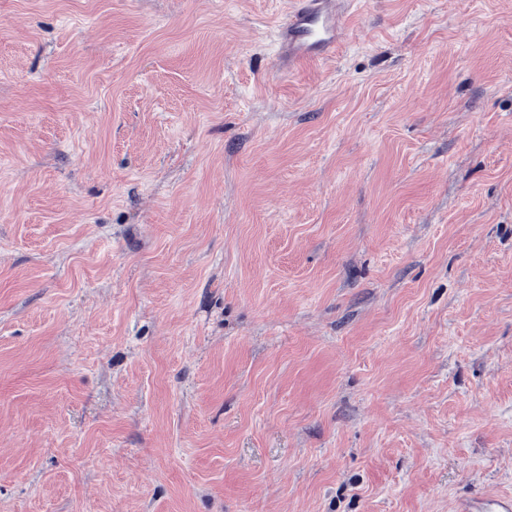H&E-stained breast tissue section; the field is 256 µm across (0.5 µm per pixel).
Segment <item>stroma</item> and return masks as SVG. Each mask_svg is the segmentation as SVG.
<instances>
[{"label":"stroma","mask_w":512,"mask_h":512,"mask_svg":"<svg viewBox=\"0 0 512 512\" xmlns=\"http://www.w3.org/2000/svg\"><path fill=\"white\" fill-rule=\"evenodd\" d=\"M0 0V512L512 497V0ZM296 8L277 33L282 65L293 71L300 64L336 54L344 31L343 19L352 0H297Z\"/></svg>","instance_id":"stroma-1"}]
</instances>
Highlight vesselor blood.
<instances>
[{
    "mask_svg": "<svg viewBox=\"0 0 512 512\" xmlns=\"http://www.w3.org/2000/svg\"><path fill=\"white\" fill-rule=\"evenodd\" d=\"M351 4L352 0H296L277 33L283 67L293 70L306 61L335 55ZM461 512H512V497L467 503Z\"/></svg>",
    "mask_w": 512,
    "mask_h": 512,
    "instance_id": "b4317fda",
    "label": "vessel or blood"
}]
</instances>
